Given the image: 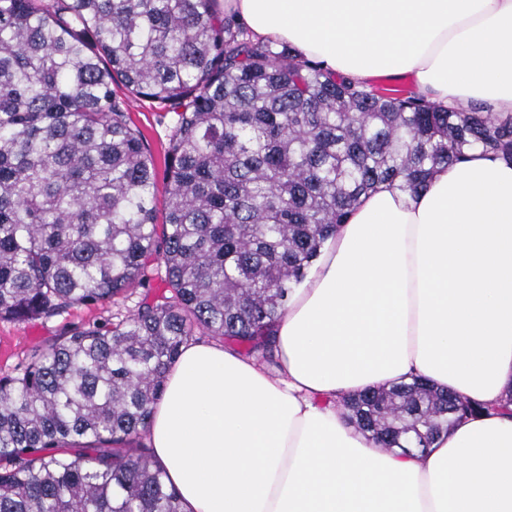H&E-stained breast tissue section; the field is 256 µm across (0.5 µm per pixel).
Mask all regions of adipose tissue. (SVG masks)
Instances as JSON below:
<instances>
[{
  "label": "adipose tissue",
  "instance_id": "obj_1",
  "mask_svg": "<svg viewBox=\"0 0 512 512\" xmlns=\"http://www.w3.org/2000/svg\"><path fill=\"white\" fill-rule=\"evenodd\" d=\"M330 72L512 113V0H225ZM279 368L189 342L147 433L183 512H512V163L474 150L338 225L276 330ZM414 377L484 405L426 451L377 447L341 398Z\"/></svg>",
  "mask_w": 512,
  "mask_h": 512
}]
</instances>
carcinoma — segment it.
<instances>
[{"label": "carcinoma", "instance_id": "cac0c4a2", "mask_svg": "<svg viewBox=\"0 0 512 512\" xmlns=\"http://www.w3.org/2000/svg\"><path fill=\"white\" fill-rule=\"evenodd\" d=\"M117 81L178 113L161 180ZM475 149L512 161V113L335 76L218 0H0V319L109 303L152 258L171 292L0 379V512H180L139 439L181 347L277 364L288 295L359 198ZM339 404L385 449L483 411L420 379Z\"/></svg>", "mask_w": 512, "mask_h": 512}]
</instances>
